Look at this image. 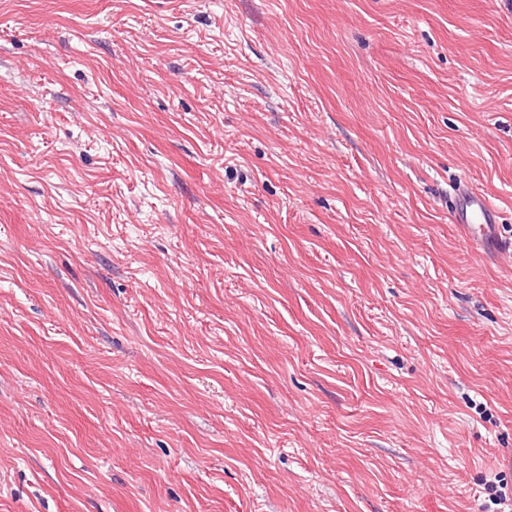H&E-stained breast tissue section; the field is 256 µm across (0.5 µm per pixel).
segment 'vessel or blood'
Here are the masks:
<instances>
[{
	"label": "vessel or blood",
	"instance_id": "vessel-or-blood-1",
	"mask_svg": "<svg viewBox=\"0 0 512 512\" xmlns=\"http://www.w3.org/2000/svg\"><path fill=\"white\" fill-rule=\"evenodd\" d=\"M452 221L462 238L483 256L492 258L512 251V240L500 234L496 205L469 183L459 184L456 190Z\"/></svg>",
	"mask_w": 512,
	"mask_h": 512
}]
</instances>
